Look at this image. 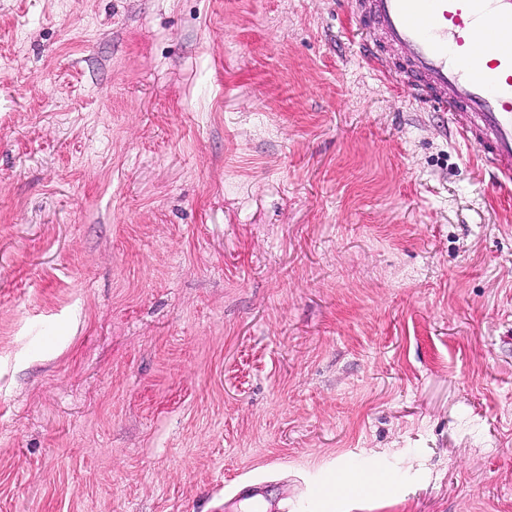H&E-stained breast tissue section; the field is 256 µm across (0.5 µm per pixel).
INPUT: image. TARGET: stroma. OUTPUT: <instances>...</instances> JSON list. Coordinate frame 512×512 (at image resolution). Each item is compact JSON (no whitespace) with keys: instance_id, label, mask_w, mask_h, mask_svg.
<instances>
[{"instance_id":"1","label":"stroma","mask_w":512,"mask_h":512,"mask_svg":"<svg viewBox=\"0 0 512 512\" xmlns=\"http://www.w3.org/2000/svg\"><path fill=\"white\" fill-rule=\"evenodd\" d=\"M355 26L0 0V512H512V192Z\"/></svg>"}]
</instances>
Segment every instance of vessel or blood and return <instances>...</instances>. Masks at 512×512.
<instances>
[{
  "mask_svg": "<svg viewBox=\"0 0 512 512\" xmlns=\"http://www.w3.org/2000/svg\"><path fill=\"white\" fill-rule=\"evenodd\" d=\"M363 61L512 187V0H347Z\"/></svg>",
  "mask_w": 512,
  "mask_h": 512,
  "instance_id": "1",
  "label": "vessel or blood"
}]
</instances>
